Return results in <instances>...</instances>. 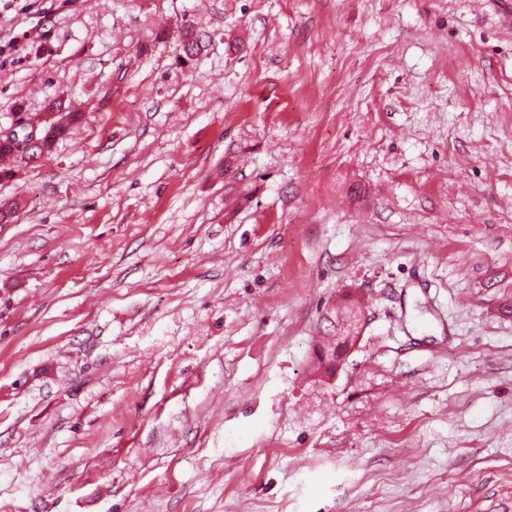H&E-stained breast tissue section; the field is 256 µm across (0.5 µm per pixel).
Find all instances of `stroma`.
Here are the masks:
<instances>
[{
    "label": "stroma",
    "mask_w": 512,
    "mask_h": 512,
    "mask_svg": "<svg viewBox=\"0 0 512 512\" xmlns=\"http://www.w3.org/2000/svg\"><path fill=\"white\" fill-rule=\"evenodd\" d=\"M509 8L0 0V512H512ZM56 109L59 116L55 120L58 124L55 127H48L45 137L40 142V137L43 135L45 126L48 125L55 115L47 112L40 123H31L30 127L25 122L21 121L17 126L2 131L0 129V139H9L16 142L21 152L25 151L30 145L32 146L28 153V162L34 163L43 159L52 153L53 147L59 139H62L67 134V130L72 123L80 120V112L66 111L62 101H52L47 104L46 109ZM42 124L40 127L39 125ZM19 128V130H16ZM8 140H0V158L3 157H17V148L15 142ZM363 317L358 315L355 319L348 320L344 323V328H347L350 332V338L352 339L353 345L359 339L360 330L362 331ZM345 336H336L335 338L340 341L341 346L337 349L335 355H332V352H329L325 347L319 346L315 350V356L321 360V363L324 367L329 368L331 372H335L342 361L345 359L347 354L353 348L350 344V338L347 341V344L344 345L342 338Z\"/></svg>",
    "instance_id": "1"
}]
</instances>
